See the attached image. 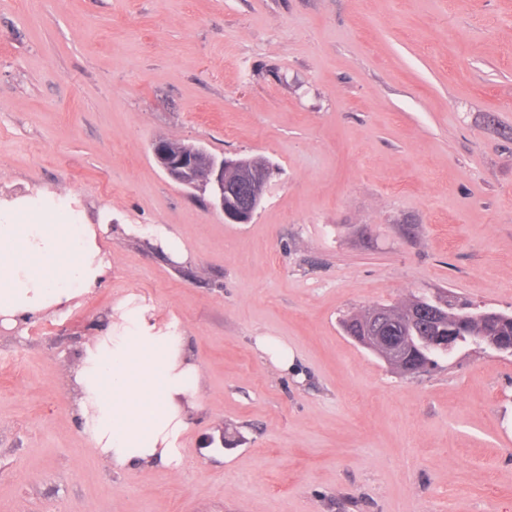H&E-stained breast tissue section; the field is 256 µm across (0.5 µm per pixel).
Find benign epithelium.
I'll list each match as a JSON object with an SVG mask.
<instances>
[{
	"mask_svg": "<svg viewBox=\"0 0 512 512\" xmlns=\"http://www.w3.org/2000/svg\"><path fill=\"white\" fill-rule=\"evenodd\" d=\"M153 158L164 173L176 184L194 191H208L210 205L224 215L228 224H248L261 207L269 182L270 167L259 159H217L201 147L189 154L182 151L178 141L158 139L151 147ZM439 326H448V335L429 336L426 342L443 351L455 347V323H444L443 313L437 308L420 310ZM392 316L382 308L371 309L363 321L362 335L355 340L364 345L389 365L398 363L410 337L396 339L388 332Z\"/></svg>",
	"mask_w": 512,
	"mask_h": 512,
	"instance_id": "benign-epithelium-1",
	"label": "benign epithelium"
}]
</instances>
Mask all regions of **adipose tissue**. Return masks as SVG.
<instances>
[{"label":"adipose tissue","instance_id":"1","mask_svg":"<svg viewBox=\"0 0 512 512\" xmlns=\"http://www.w3.org/2000/svg\"><path fill=\"white\" fill-rule=\"evenodd\" d=\"M111 271L110 251L72 198L36 190L0 199L1 328L70 308ZM116 311L69 374L73 408L89 446L111 467L178 463L186 412L203 408L202 371L179 332L158 329L146 308L127 298Z\"/></svg>","mask_w":512,"mask_h":512}]
</instances>
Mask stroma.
<instances>
[{
	"instance_id": "stroma-1",
	"label": "stroma",
	"mask_w": 512,
	"mask_h": 512,
	"mask_svg": "<svg viewBox=\"0 0 512 512\" xmlns=\"http://www.w3.org/2000/svg\"><path fill=\"white\" fill-rule=\"evenodd\" d=\"M164 137L264 157L252 221ZM29 189L109 225L112 274L0 328V512H512V355L405 375L342 329L440 290L512 313V0H0V192ZM129 296L204 408L179 465L115 472L69 370Z\"/></svg>"
}]
</instances>
